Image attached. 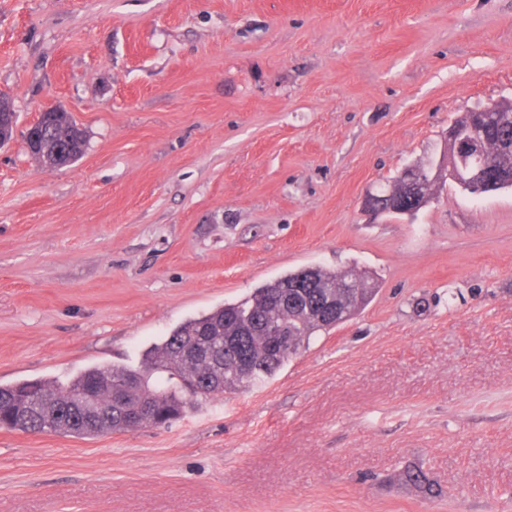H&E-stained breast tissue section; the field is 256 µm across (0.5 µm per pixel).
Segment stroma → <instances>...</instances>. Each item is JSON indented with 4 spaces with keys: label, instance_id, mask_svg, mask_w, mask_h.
Listing matches in <instances>:
<instances>
[{
    "label": "stroma",
    "instance_id": "35a3bbf8",
    "mask_svg": "<svg viewBox=\"0 0 512 512\" xmlns=\"http://www.w3.org/2000/svg\"><path fill=\"white\" fill-rule=\"evenodd\" d=\"M0 385L137 362L307 266L378 292L166 428L0 429V512H512V190L367 191L512 98V0H0ZM87 132L49 169L41 109ZM471 112H474V116L476 117L474 124L480 125L483 128H486L487 126H495L500 121L499 119L502 112H507V116H509V112L512 113V101L501 99L489 102L480 108L463 113L457 117L455 122L461 125L468 124L472 119ZM408 189H410V197L412 201L411 209H399L394 207H384L379 199L380 196L367 192L364 198V208L366 211L371 212L374 215H389L396 218H402L404 216L412 217L419 209L424 207L428 200L426 197L421 198V194L418 192V186L412 181H408Z\"/></svg>",
    "mask_w": 512,
    "mask_h": 512
}]
</instances>
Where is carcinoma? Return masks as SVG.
Here are the masks:
<instances>
[{
	"instance_id": "carcinoma-1",
	"label": "carcinoma",
	"mask_w": 512,
	"mask_h": 512,
	"mask_svg": "<svg viewBox=\"0 0 512 512\" xmlns=\"http://www.w3.org/2000/svg\"><path fill=\"white\" fill-rule=\"evenodd\" d=\"M30 155L40 164L58 159L71 163L82 156L87 135L66 112H52L36 139L25 138ZM488 156L507 159L512 170V121L488 139ZM299 275L291 271L262 284L245 299L226 303L198 317L189 318L169 335L152 343L136 364L104 363L85 369L65 382L23 380L0 385V428L53 432L77 438H96L125 429L126 412L102 400L97 412L86 411L83 390L100 383L120 387L136 383L146 416L156 426L179 419L193 400L254 386L274 375L288 360L308 346L311 338L336 326V318L301 315L305 306L336 299L341 286H351L340 318L357 315L377 293L374 279L354 268L314 270V287L305 296L283 304L277 296L291 293L288 285ZM288 325L290 344L281 355L267 351L270 337ZM254 358L250 371L236 365V358Z\"/></svg>"
}]
</instances>
